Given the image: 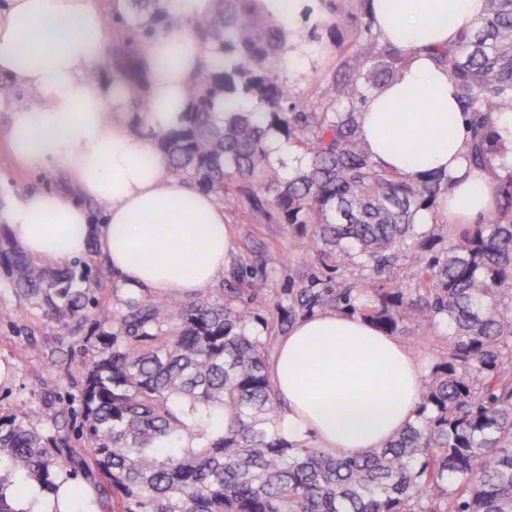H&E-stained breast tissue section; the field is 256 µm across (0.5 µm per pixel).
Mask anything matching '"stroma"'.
Here are the masks:
<instances>
[{
    "instance_id": "1",
    "label": "stroma",
    "mask_w": 512,
    "mask_h": 512,
    "mask_svg": "<svg viewBox=\"0 0 512 512\" xmlns=\"http://www.w3.org/2000/svg\"><path fill=\"white\" fill-rule=\"evenodd\" d=\"M309 14H298L296 26L305 35L302 44L303 69L283 71L291 101L307 100L316 78L331 71L343 50L356 41L355 27L345 25L337 32L314 25L323 9L321 0H310ZM71 180L57 168L38 171L16 163L0 167V200L31 190H72ZM224 221L234 231L235 250L224 265L218 281L228 288L244 287L250 275L265 277L268 295L256 303L255 315L267 323L273 336L289 330L284 312L276 302L289 289L307 288L312 278L354 281V269L328 273L316 259L308 236L295 231L273 207L264 212L249 206L225 210ZM94 328L87 320L75 327L47 321L41 310L21 304L14 295L0 289V410L23 412L38 404L77 408L75 381L88 359L83 339ZM41 382L42 393L33 396V382Z\"/></svg>"
}]
</instances>
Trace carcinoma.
Masks as SVG:
<instances>
[{
	"instance_id": "cac0c4a2",
	"label": "carcinoma",
	"mask_w": 512,
	"mask_h": 512,
	"mask_svg": "<svg viewBox=\"0 0 512 512\" xmlns=\"http://www.w3.org/2000/svg\"><path fill=\"white\" fill-rule=\"evenodd\" d=\"M487 2L473 30L432 53L467 117V161L497 184L480 224L438 218L447 175L416 180L372 158L359 114L401 76L408 52L380 43L369 19L317 80L316 101L286 107L287 32L262 0H213L190 21L208 49L190 113L160 134L170 174L228 209L275 206L335 269L355 267L375 285L396 261L411 266L408 294L394 283L371 299L359 285L317 279L288 289L287 314L293 323L336 307L389 335L406 323L443 331L446 353L425 378L416 419L361 457L292 444L267 375L274 337L247 330L250 305L222 288L177 309L143 292L119 300L112 323L84 344V450L60 433L61 408L0 412V512H32V488L56 496L80 473L98 491L88 504L97 512H512V153L492 119L512 110V0ZM171 24L162 0L113 9L112 62L126 84L141 78L142 46ZM240 89L264 110L245 109ZM273 126L302 149L290 175L268 161ZM0 270L18 301L57 323L105 303L106 269L90 277L35 261L8 232Z\"/></svg>"
}]
</instances>
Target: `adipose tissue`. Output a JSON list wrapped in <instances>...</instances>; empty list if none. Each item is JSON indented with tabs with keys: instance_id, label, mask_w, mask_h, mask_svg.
<instances>
[{
	"instance_id": "adipose-tissue-1",
	"label": "adipose tissue",
	"mask_w": 512,
	"mask_h": 512,
	"mask_svg": "<svg viewBox=\"0 0 512 512\" xmlns=\"http://www.w3.org/2000/svg\"><path fill=\"white\" fill-rule=\"evenodd\" d=\"M177 27L158 32L143 54L149 110L134 130L123 107L131 92L104 90L91 71L105 57L109 33L97 0H9L0 11V75L35 93L37 106H9L8 139L29 169L62 167L82 194L105 204V221L59 191L15 199L4 214L17 244L33 260L65 264L97 249L124 292L195 293L224 271L235 249L224 210L209 193L167 174L158 132L180 123L186 88L205 63L187 20L211 0H165ZM380 41L410 52L399 81L366 101L360 132L383 166L420 178L441 171L457 178L443 214L474 224L492 205L494 183L467 167L468 123L456 88L433 60L486 11V0H366ZM422 101L428 111L409 112ZM451 127L432 141V130ZM150 248L148 261L134 255ZM268 378L283 400L279 425L289 441L359 456L382 446L413 421L421 404L424 364L393 336L343 311L297 321L277 342Z\"/></svg>"
}]
</instances>
